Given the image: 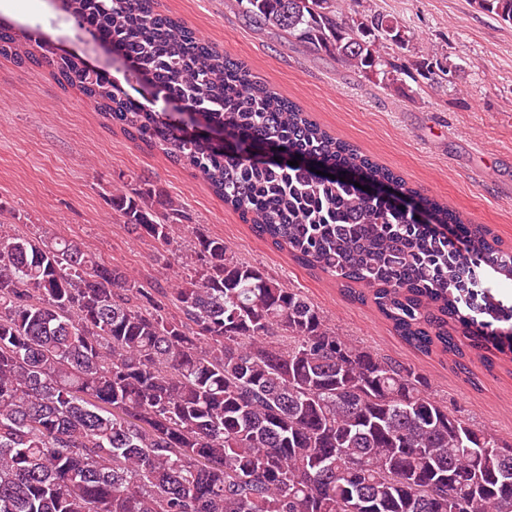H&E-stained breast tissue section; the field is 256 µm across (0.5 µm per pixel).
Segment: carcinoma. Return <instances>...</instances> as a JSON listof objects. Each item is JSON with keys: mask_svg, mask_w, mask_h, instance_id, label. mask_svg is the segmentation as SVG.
<instances>
[{"mask_svg": "<svg viewBox=\"0 0 512 512\" xmlns=\"http://www.w3.org/2000/svg\"><path fill=\"white\" fill-rule=\"evenodd\" d=\"M258 30L386 85L389 49L413 37L336 0H234ZM512 24V0H474ZM186 108L228 131L213 150L80 59L49 62L25 27L0 25V57L93 102L137 147L191 171L252 232L371 303L429 355L512 361V248L342 140L217 51L158 0H64ZM453 63L426 66L432 85ZM298 164H269L272 148ZM314 160L336 172L314 175ZM399 190L370 199L356 176ZM112 213L171 247L179 203L138 176ZM415 211L427 218L412 220ZM0 205V512H512L507 445L448 409L416 369L342 336L318 307L221 237L197 236L166 288L66 238L19 234ZM453 224L461 253L437 234Z\"/></svg>", "mask_w": 512, "mask_h": 512, "instance_id": "1", "label": "carcinoma"}]
</instances>
